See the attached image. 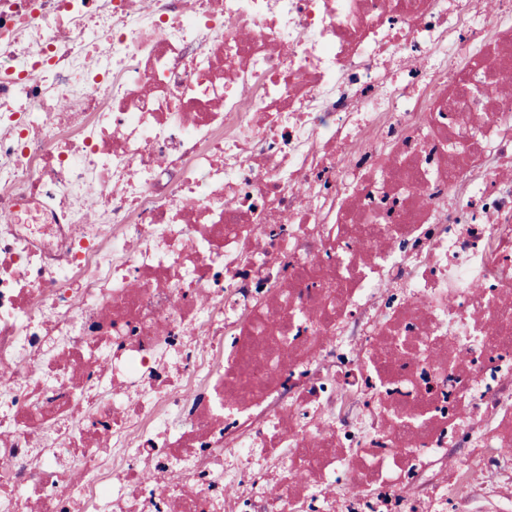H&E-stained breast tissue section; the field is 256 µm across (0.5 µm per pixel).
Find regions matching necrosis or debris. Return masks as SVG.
Masks as SVG:
<instances>
[{
	"mask_svg": "<svg viewBox=\"0 0 512 512\" xmlns=\"http://www.w3.org/2000/svg\"><path fill=\"white\" fill-rule=\"evenodd\" d=\"M0 512H512V0H0Z\"/></svg>",
	"mask_w": 512,
	"mask_h": 512,
	"instance_id": "obj_1",
	"label": "necrosis or debris"
}]
</instances>
